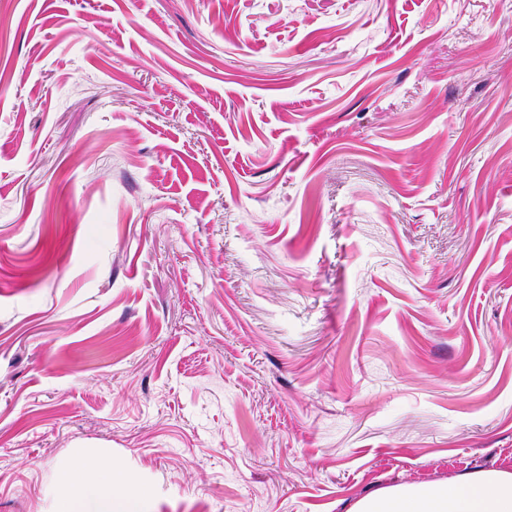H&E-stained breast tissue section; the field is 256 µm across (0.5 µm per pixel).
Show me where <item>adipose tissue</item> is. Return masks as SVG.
Returning a JSON list of instances; mask_svg holds the SVG:
<instances>
[{"label":"adipose tissue","instance_id":"1","mask_svg":"<svg viewBox=\"0 0 512 512\" xmlns=\"http://www.w3.org/2000/svg\"><path fill=\"white\" fill-rule=\"evenodd\" d=\"M52 512H147V495L109 456L85 454L57 474ZM350 512H512V473L390 486L362 497Z\"/></svg>","mask_w":512,"mask_h":512}]
</instances>
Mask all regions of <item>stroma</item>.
<instances>
[{"instance_id":"35a3bbf8","label":"stroma","mask_w":512,"mask_h":512,"mask_svg":"<svg viewBox=\"0 0 512 512\" xmlns=\"http://www.w3.org/2000/svg\"><path fill=\"white\" fill-rule=\"evenodd\" d=\"M512 472V0H0V512ZM52 512H148L147 495L109 456L85 454L57 474Z\"/></svg>"}]
</instances>
